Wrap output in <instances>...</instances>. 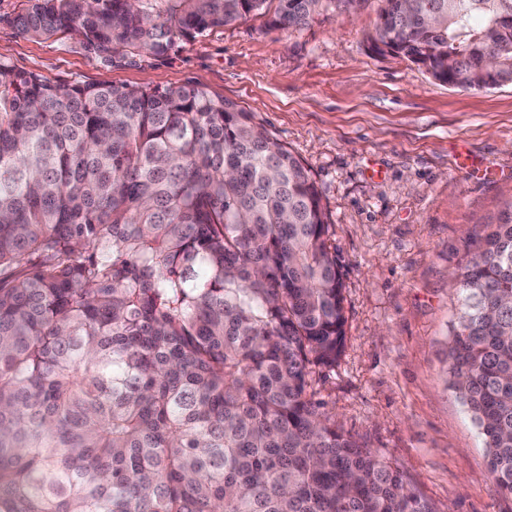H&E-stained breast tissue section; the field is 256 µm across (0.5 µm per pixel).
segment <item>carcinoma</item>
I'll list each match as a JSON object with an SVG mask.
<instances>
[{
    "label": "carcinoma",
    "mask_w": 512,
    "mask_h": 512,
    "mask_svg": "<svg viewBox=\"0 0 512 512\" xmlns=\"http://www.w3.org/2000/svg\"><path fill=\"white\" fill-rule=\"evenodd\" d=\"M29 0L103 62L363 0ZM368 36L451 88L512 83V0H384ZM449 386L512 493V213L456 273ZM343 281L310 171L198 83L0 62V512H434L320 411Z\"/></svg>",
    "instance_id": "obj_1"
}]
</instances>
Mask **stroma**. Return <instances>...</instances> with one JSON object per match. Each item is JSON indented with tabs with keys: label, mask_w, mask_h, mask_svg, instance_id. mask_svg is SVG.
Instances as JSON below:
<instances>
[{
	"label": "stroma",
	"mask_w": 512,
	"mask_h": 512,
	"mask_svg": "<svg viewBox=\"0 0 512 512\" xmlns=\"http://www.w3.org/2000/svg\"><path fill=\"white\" fill-rule=\"evenodd\" d=\"M28 0H0V61L54 82H197L252 112L310 169L344 282L346 338L316 398L437 512H512L448 384L452 272L512 208V83L433 80L368 48L383 6L328 7L301 29L252 16L163 56L104 63L68 36L20 35Z\"/></svg>",
	"instance_id": "1"
}]
</instances>
